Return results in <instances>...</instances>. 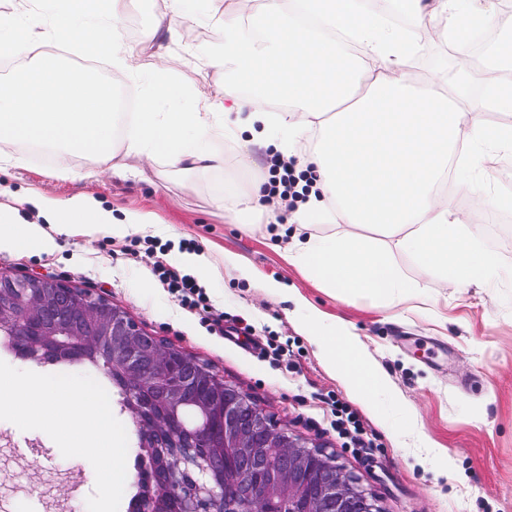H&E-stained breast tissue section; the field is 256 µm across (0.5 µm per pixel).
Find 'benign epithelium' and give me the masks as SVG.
I'll list each match as a JSON object with an SVG mask.
<instances>
[{
  "mask_svg": "<svg viewBox=\"0 0 512 512\" xmlns=\"http://www.w3.org/2000/svg\"><path fill=\"white\" fill-rule=\"evenodd\" d=\"M0 334L21 357L112 360L156 473L140 512H383L377 497L319 443L294 435L198 358L143 329L103 295L0 271Z\"/></svg>",
  "mask_w": 512,
  "mask_h": 512,
  "instance_id": "1",
  "label": "benign epithelium"
}]
</instances>
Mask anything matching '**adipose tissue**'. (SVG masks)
Segmentation results:
<instances>
[{
  "label": "adipose tissue",
  "mask_w": 512,
  "mask_h": 512,
  "mask_svg": "<svg viewBox=\"0 0 512 512\" xmlns=\"http://www.w3.org/2000/svg\"><path fill=\"white\" fill-rule=\"evenodd\" d=\"M41 3L29 29L0 15V57L25 63L21 76L0 87V168L17 164L16 146L34 144L63 159L89 153L117 170L161 157L171 167L199 172L223 168L230 147L253 173L246 188L220 199L240 221L265 207L264 180L255 174L251 151L270 148L296 159L312 179L291 216L308 234L287 245L283 258L331 293L377 303L411 290L401 268L376 246V232L395 238L439 287L489 283L496 259L481 249L440 186L450 159L465 171L476 149L512 150V127L484 120L489 112H512V35L485 62L498 79L487 82L478 99L467 98L474 29L492 23L493 12L471 10L469 0H436L430 10L422 0H396L420 29L415 38L364 0H235L224 12V43L196 52L206 66L223 71V93L200 92L192 108L158 111L156 100L185 95L159 54L150 96L138 111L121 112L109 82L56 60L46 45L78 46L86 57L109 60L135 77L121 33L128 0ZM245 15L252 27L244 33L239 20ZM346 41L361 46L362 54L346 55ZM442 41L460 58L457 81L420 82L415 57ZM274 98L288 102V111H269ZM50 210L59 222L86 217L90 231L106 225L128 233L145 224L138 213L115 220L84 197ZM337 213L344 233H312ZM310 323L320 352L351 387L369 400L384 390V375L345 325L324 324L316 312Z\"/></svg>",
  "instance_id": "adipose-tissue-1"
}]
</instances>
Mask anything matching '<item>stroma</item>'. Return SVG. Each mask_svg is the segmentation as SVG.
<instances>
[{
    "label": "stroma",
    "mask_w": 512,
    "mask_h": 512,
    "mask_svg": "<svg viewBox=\"0 0 512 512\" xmlns=\"http://www.w3.org/2000/svg\"><path fill=\"white\" fill-rule=\"evenodd\" d=\"M127 18L138 26L132 40L139 79L130 82L100 62L96 70L132 97L148 95L156 52L170 73L202 91L224 89V74L194 61L184 42L155 37L152 0H132ZM22 164L0 170V205L17 222L45 228L51 248L0 250V270L49 275L105 292L113 305L148 332L208 364L248 393L292 434L322 443L379 498L383 512H512V223H492L465 195L455 210L473 223L482 249L497 259V287H435L418 260L388 238L380 245L414 281L409 296L373 306L331 297L296 269L282 252L266 213L233 223L216 204L224 192L221 171L180 172L156 159L129 171L71 158L75 178L61 174L50 152L21 150ZM476 174L512 198V153L483 150ZM84 196L114 218L138 212L150 222L138 232L68 234L57 231L47 200ZM186 252L205 253L207 272L183 266ZM235 255L238 266L225 264ZM195 280L204 307L188 308L161 282L156 264ZM252 269L243 276L241 267ZM296 288L299 298L266 289L268 281ZM326 322L345 321L386 375L387 387L365 401L334 372L313 342L308 310ZM225 326L250 324V335H221ZM352 412L365 437L362 452L337 426V410ZM90 463L64 457L40 430L0 420V512H88L94 487Z\"/></svg>",
    "instance_id": "obj_1"
}]
</instances>
